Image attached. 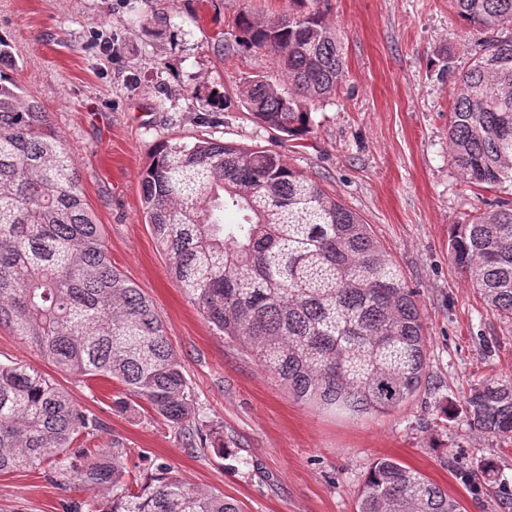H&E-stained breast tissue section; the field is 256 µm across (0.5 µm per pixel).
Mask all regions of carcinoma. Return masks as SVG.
Listing matches in <instances>:
<instances>
[{"label":"carcinoma","mask_w":512,"mask_h":512,"mask_svg":"<svg viewBox=\"0 0 512 512\" xmlns=\"http://www.w3.org/2000/svg\"><path fill=\"white\" fill-rule=\"evenodd\" d=\"M235 22L237 47L271 54L288 88L268 75L240 100L288 137L311 130L310 104L346 82L342 48L315 6ZM468 28L512 26V0H453ZM451 75L448 153L476 187L512 181V33L478 42ZM0 38V326L66 374L123 387L116 405L144 403L194 450L196 394L152 300L116 267L86 202L72 152L41 102L7 79ZM142 206L170 274L214 328L250 350L288 393L353 419L394 411L421 390L425 336L413 292L370 225L278 153L219 144L160 145L142 178ZM233 212L240 219L224 222ZM451 258L491 310L512 318V207L457 224ZM469 424L512 437V378L464 395ZM102 429L39 370L0 365V473L46 467L57 485L90 496L74 512H241L221 492L186 483L166 463L127 478L129 448L77 443ZM359 512H461L421 473L382 458Z\"/></svg>","instance_id":"cac0c4a2"}]
</instances>
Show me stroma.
<instances>
[{
    "instance_id": "stroma-1",
    "label": "stroma",
    "mask_w": 512,
    "mask_h": 512,
    "mask_svg": "<svg viewBox=\"0 0 512 512\" xmlns=\"http://www.w3.org/2000/svg\"><path fill=\"white\" fill-rule=\"evenodd\" d=\"M348 69L313 129L287 137L241 106L239 89L274 74L264 53L217 51L241 13L265 20L288 0H0V37L14 80L38 98L71 147L115 267L153 301L197 397L204 447L188 452L149 410L115 407L120 384L80 381L0 328V363L23 360L105 423L91 447L140 454L138 474L165 462L189 484L223 492L243 512H358L365 477L391 458L439 485L463 512H512V438L470 426V384L512 377V319L489 310L450 258L454 225L501 202L512 183H465L448 157L452 85L477 35L450 0H319ZM208 137L279 153L365 223L418 303L427 366L419 395L386 414L349 419L298 402L238 342L219 334L175 284L146 223L141 179L159 144ZM448 405L449 416L437 414ZM494 461L497 482L475 479ZM77 483L37 471L0 474V512H66Z\"/></svg>"
}]
</instances>
